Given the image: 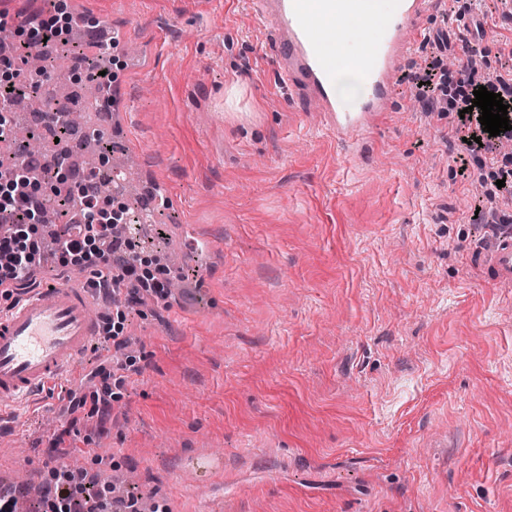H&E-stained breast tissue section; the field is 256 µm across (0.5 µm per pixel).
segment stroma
I'll list each match as a JSON object with an SVG mask.
<instances>
[{"label":"stroma","mask_w":512,"mask_h":512,"mask_svg":"<svg viewBox=\"0 0 512 512\" xmlns=\"http://www.w3.org/2000/svg\"><path fill=\"white\" fill-rule=\"evenodd\" d=\"M60 2L125 27L110 60L127 110L86 127L164 198L137 239L181 286L141 292L125 350L94 342L48 393L0 403V481L36 512L74 459L102 486L134 475L156 512H512V287L477 260L512 200L476 219L480 170L461 175L450 116L401 78L396 111L349 148L281 85L245 0ZM439 12L424 31L477 44L449 85L475 57L500 70L507 7ZM74 396L109 411L69 424ZM62 432L82 455L52 447ZM203 455L224 468L200 483Z\"/></svg>","instance_id":"35a3bbf8"}]
</instances>
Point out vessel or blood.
I'll use <instances>...</instances> for the list:
<instances>
[{
	"instance_id": "b4317fda",
	"label": "vessel or blood",
	"mask_w": 512,
	"mask_h": 512,
	"mask_svg": "<svg viewBox=\"0 0 512 512\" xmlns=\"http://www.w3.org/2000/svg\"><path fill=\"white\" fill-rule=\"evenodd\" d=\"M272 27L284 86L316 101L326 127L357 141L393 110L394 78L422 47L420 20L438 12V0H250ZM343 16L346 27L334 20ZM345 61L363 69L359 100L336 98L334 71ZM495 281L512 283V233L484 259ZM101 317L87 285L42 287L0 310V401L53 385L99 337Z\"/></svg>"
}]
</instances>
